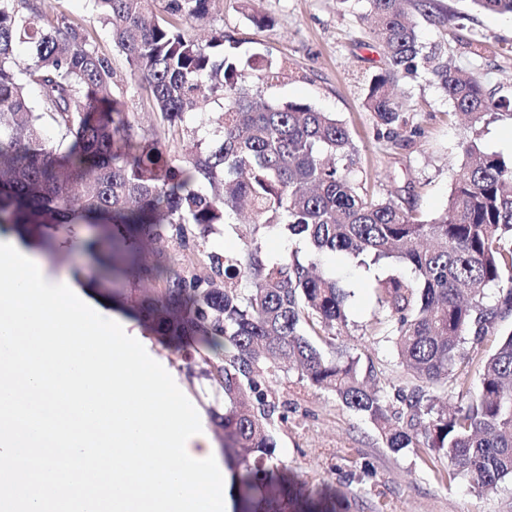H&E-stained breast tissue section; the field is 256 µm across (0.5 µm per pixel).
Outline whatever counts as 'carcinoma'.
Masks as SVG:
<instances>
[{
	"label": "carcinoma",
	"instance_id": "1",
	"mask_svg": "<svg viewBox=\"0 0 512 512\" xmlns=\"http://www.w3.org/2000/svg\"><path fill=\"white\" fill-rule=\"evenodd\" d=\"M0 0V230L29 224H104L89 252L155 288L112 296L113 307L160 336L181 360L203 365L208 411L224 439L234 512H339L340 495L288 478L276 480V427L288 420L269 378L297 370L362 415L386 447L415 448L448 460L447 476L492 490L512 476V331L481 355L487 336L512 315V164L472 141L453 175L446 207L431 219L376 197L354 177L356 147L336 113L308 104L259 103L261 87L284 67L259 54L241 57L222 29L202 44L184 24L203 21L210 0H96L99 16L125 56L130 79L146 91L168 131L187 112L223 99V136L214 150L183 164L157 138L138 133L125 104L101 103L113 70L84 28L46 20L32 4ZM373 39L388 67L371 75L365 105L377 125L400 136L406 121L391 87L423 68L455 111L478 125L512 101L486 93L483 81L424 53L402 0H366ZM475 10L512 15V0H471ZM28 46L33 61L18 57ZM36 98H31L29 87ZM57 130L53 140L42 120ZM252 215L239 252L200 248L198 239L243 209ZM281 228L306 244L261 257L266 230ZM170 243L182 260L158 245ZM360 263L391 259L411 275L378 278L407 381L394 385L339 342L351 293L320 269L326 254ZM470 345L471 352L463 351ZM477 361L480 388L464 407L436 405L458 366Z\"/></svg>",
	"mask_w": 512,
	"mask_h": 512
}]
</instances>
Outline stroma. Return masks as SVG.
Returning <instances> with one entry per match:
<instances>
[{"mask_svg":"<svg viewBox=\"0 0 512 512\" xmlns=\"http://www.w3.org/2000/svg\"><path fill=\"white\" fill-rule=\"evenodd\" d=\"M435 22L419 21L426 46H442L444 57L461 71L481 77L487 93H512V17L472 10L468 0H431ZM50 19L86 29L90 46L109 57L117 74L111 96L125 102L140 132L163 140L172 156L188 158L196 147L211 148L222 139V103L215 100L186 113L181 134L169 138L144 90L130 79L128 65L112 35L95 12L93 0H44ZM366 0H214L210 14L196 23L201 39L221 28L237 41L241 54L261 53L283 64L285 75L262 88L263 100L300 102L335 113L349 129L358 149L356 174L376 196H396L404 209L425 218L445 207L452 175L463 160L462 147L476 141L487 153L512 161V121L488 120L473 126L456 114L452 103L425 71L399 79L396 96L402 104L407 135L393 138L378 131L364 102L367 79L386 58L369 33ZM463 15L462 25L445 23L446 14ZM264 16L254 24L252 15ZM481 40L483 55L470 57L467 41ZM89 229L65 225L51 232L55 240L45 258L57 272L81 269L104 288L112 277L93 264L82 250L61 247V239H86ZM322 266L348 288V324L341 339L361 366H374L391 382L406 373L389 343L379 340V310L369 287L389 263L367 268L356 259L338 255ZM271 386L288 405V421L276 433L277 456L298 481L326 484L341 492L344 512H512V480L491 492L475 491L464 477L441 479L444 462L431 461L405 448L394 452L383 444L373 425L349 410L329 392L300 382L297 373L275 378Z\"/></svg>","mask_w":512,"mask_h":512,"instance_id":"35a3bbf8","label":"stroma"}]
</instances>
